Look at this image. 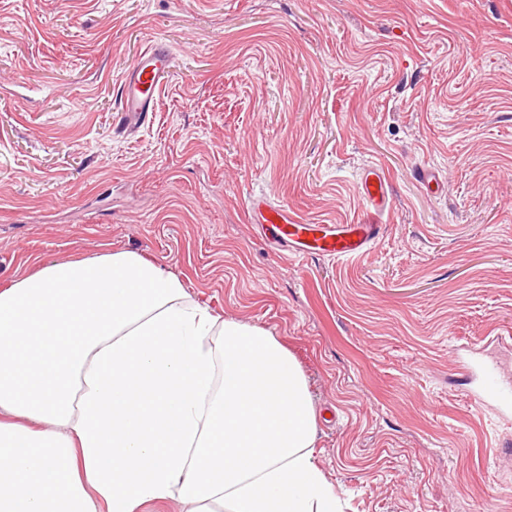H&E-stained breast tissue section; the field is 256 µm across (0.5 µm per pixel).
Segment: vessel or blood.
<instances>
[{
	"instance_id": "b4317fda",
	"label": "vessel or blood",
	"mask_w": 512,
	"mask_h": 512,
	"mask_svg": "<svg viewBox=\"0 0 512 512\" xmlns=\"http://www.w3.org/2000/svg\"><path fill=\"white\" fill-rule=\"evenodd\" d=\"M170 63V48L159 40L140 55L119 86V106L112 117L114 135L127 136L149 121L168 79ZM389 190L390 180L383 171H364L359 191L374 211H389ZM250 210L266 238L301 258L350 259L366 251L384 232L380 224H304L291 217L287 208L273 206L263 198L253 200ZM473 401L480 407L494 403L512 409V387L501 385L492 371H485Z\"/></svg>"
}]
</instances>
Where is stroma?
I'll use <instances>...</instances> for the list:
<instances>
[{"instance_id":"obj_1","label":"stroma","mask_w":512,"mask_h":512,"mask_svg":"<svg viewBox=\"0 0 512 512\" xmlns=\"http://www.w3.org/2000/svg\"><path fill=\"white\" fill-rule=\"evenodd\" d=\"M155 38L166 87L115 137ZM258 197L386 230L296 258ZM111 250L294 356L342 512H512V421L472 400L485 355L512 380V0H0V284ZM171 51L157 40L149 45L119 86V106L112 116V131L124 137L139 130L155 112L170 73ZM390 180L377 168L364 171L359 182V191L369 207L384 213L390 210Z\"/></svg>"}]
</instances>
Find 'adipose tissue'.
<instances>
[{"mask_svg": "<svg viewBox=\"0 0 512 512\" xmlns=\"http://www.w3.org/2000/svg\"><path fill=\"white\" fill-rule=\"evenodd\" d=\"M316 436L277 339L142 254L0 286V512H338Z\"/></svg>", "mask_w": 512, "mask_h": 512, "instance_id": "obj_1", "label": "adipose tissue"}]
</instances>
